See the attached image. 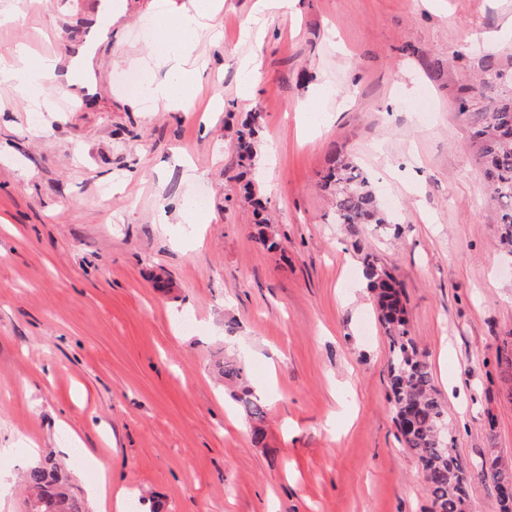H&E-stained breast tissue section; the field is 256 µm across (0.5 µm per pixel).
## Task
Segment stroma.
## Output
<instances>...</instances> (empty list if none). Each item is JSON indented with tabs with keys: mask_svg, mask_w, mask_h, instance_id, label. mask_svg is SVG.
I'll return each instance as SVG.
<instances>
[{
	"mask_svg": "<svg viewBox=\"0 0 512 512\" xmlns=\"http://www.w3.org/2000/svg\"><path fill=\"white\" fill-rule=\"evenodd\" d=\"M96 2L37 0L0 26V53L67 58ZM154 2L122 0L83 105L47 89L35 115L0 85V512H25L22 476L47 458L81 499L104 471L146 512H431L359 256L318 186L343 154L388 214L362 244L404 285L470 512H499L479 462L512 458V266L456 93L488 57L512 61V0H298L274 17L222 0L187 114L126 85L169 74ZM253 112L244 172L234 129ZM248 178L282 253L252 240ZM227 354L268 405L265 446L213 371Z\"/></svg>",
	"mask_w": 512,
	"mask_h": 512,
	"instance_id": "35a3bbf8",
	"label": "stroma"
}]
</instances>
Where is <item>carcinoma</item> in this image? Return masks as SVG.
<instances>
[{"label": "carcinoma", "mask_w": 512, "mask_h": 512, "mask_svg": "<svg viewBox=\"0 0 512 512\" xmlns=\"http://www.w3.org/2000/svg\"><path fill=\"white\" fill-rule=\"evenodd\" d=\"M457 100L484 165L487 194L499 204L501 245L512 257V72L488 60L478 85L461 90ZM258 119L256 112L235 131L238 162L246 169L257 157L254 137ZM321 185L331 196L336 223L342 226L351 247L360 252L377 320L389 340L390 402L399 438L422 470L431 512H470V475L454 448L447 407L438 397L430 367L411 334L402 284L377 255L362 247L364 228L388 223L372 181L355 159L345 158L321 175ZM243 196L259 217L255 244L266 252L279 250V234L274 225L262 219L265 205L254 196L249 181L243 184ZM217 369L252 422L253 442L264 444L265 400L249 385L237 358H224ZM479 466L493 476L500 512H512V466L496 455L481 458ZM24 484L30 494L28 512H83L81 501L66 489L56 466H31L25 472Z\"/></svg>", "instance_id": "carcinoma-1"}]
</instances>
